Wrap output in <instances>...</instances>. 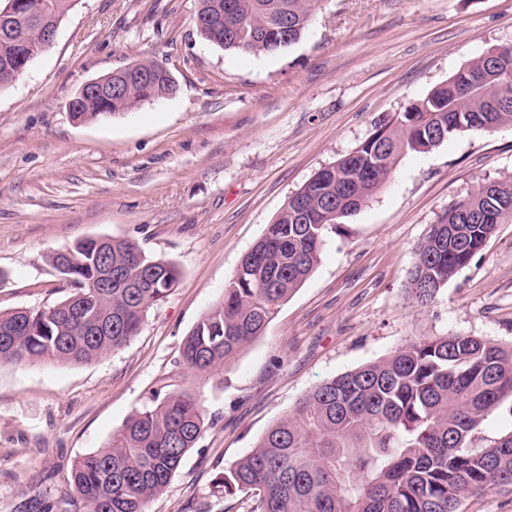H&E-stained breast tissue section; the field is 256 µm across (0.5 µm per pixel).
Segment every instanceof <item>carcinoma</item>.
<instances>
[{"label": "carcinoma", "instance_id": "1", "mask_svg": "<svg viewBox=\"0 0 512 512\" xmlns=\"http://www.w3.org/2000/svg\"><path fill=\"white\" fill-rule=\"evenodd\" d=\"M31 29L60 24L73 0H40ZM321 0H198L197 33L228 52L272 54L291 32L305 36ZM24 46L0 36V63ZM422 99L378 123L354 151L319 170L267 225L224 285L222 297L182 341L181 361L211 372L263 335L276 309L316 268L328 234L386 183L399 157L428 152L464 132L512 124V58L478 57ZM175 84L131 80L112 101L87 99L83 122L130 112ZM512 223V176L454 203L415 251L406 289L425 307L466 268L501 224ZM63 273L73 293L38 310L0 311V362L83 363L123 348L169 288L135 284L180 270L134 242L88 239ZM121 278L98 288V259ZM512 399V349L467 335L418 338L389 357L334 377L301 397L224 476V493H250L251 512H462L464 501L512 489V431L483 446L481 427ZM205 428L198 396L172 394L136 412L105 448L71 473L74 512H146Z\"/></svg>", "mask_w": 512, "mask_h": 512}]
</instances>
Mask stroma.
I'll return each instance as SVG.
<instances>
[{
  "label": "stroma",
  "instance_id": "obj_1",
  "mask_svg": "<svg viewBox=\"0 0 512 512\" xmlns=\"http://www.w3.org/2000/svg\"><path fill=\"white\" fill-rule=\"evenodd\" d=\"M197 0H78L51 48L0 89V311L40 309L70 288L51 253L91 238L136 242L179 284L120 350L87 363H0V512L68 508L81 456L135 412L190 391L205 432L148 512H250L217 483L315 385L419 337L512 346V223L422 308L406 290L438 215L512 175V126L402 155L384 187L330 233L263 336L214 372L180 347L288 197L357 148L375 122L461 66L512 45V0H321L298 43L227 52L196 31ZM165 65L175 92L75 123L89 79Z\"/></svg>",
  "mask_w": 512,
  "mask_h": 512
}]
</instances>
